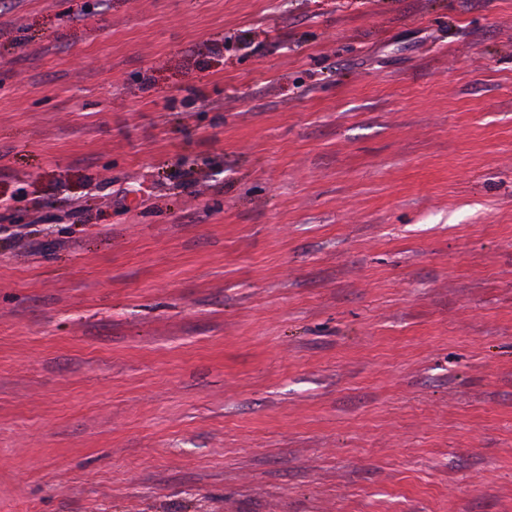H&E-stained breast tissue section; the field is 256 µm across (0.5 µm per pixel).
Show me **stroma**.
Returning <instances> with one entry per match:
<instances>
[{
    "label": "stroma",
    "mask_w": 512,
    "mask_h": 512,
    "mask_svg": "<svg viewBox=\"0 0 512 512\" xmlns=\"http://www.w3.org/2000/svg\"><path fill=\"white\" fill-rule=\"evenodd\" d=\"M0 512H512V0H0Z\"/></svg>",
    "instance_id": "35a3bbf8"
}]
</instances>
